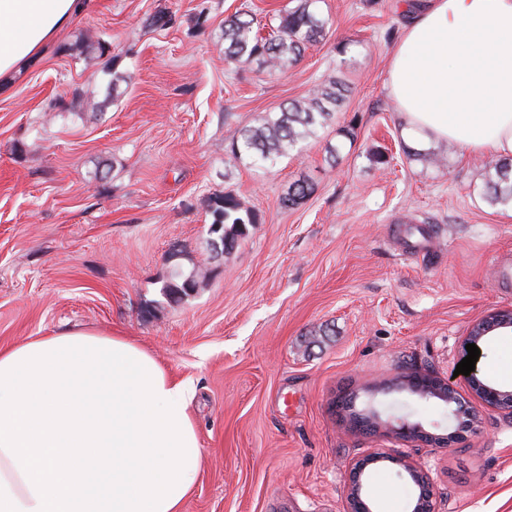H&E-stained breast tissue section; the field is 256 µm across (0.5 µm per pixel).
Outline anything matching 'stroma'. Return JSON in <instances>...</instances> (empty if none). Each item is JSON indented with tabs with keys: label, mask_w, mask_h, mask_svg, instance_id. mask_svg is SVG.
I'll return each mask as SVG.
<instances>
[{
	"label": "stroma",
	"mask_w": 512,
	"mask_h": 512,
	"mask_svg": "<svg viewBox=\"0 0 512 512\" xmlns=\"http://www.w3.org/2000/svg\"><path fill=\"white\" fill-rule=\"evenodd\" d=\"M402 2L319 0L325 37L269 76L225 63L224 20L250 12L265 36L296 0H89L0 90V346L109 332L191 380L202 466L183 512H344L350 467L373 452L427 470L435 512H512V416L479 410L463 443L424 447L393 424L448 418L380 389L429 370L467 395L462 336L512 308L494 282L512 207L485 199V158L402 135L386 93ZM159 12L166 27L150 24ZM87 32L108 52L80 47ZM331 76L346 101L299 155L231 154L244 128ZM428 151L444 163L421 162ZM299 179L313 194L281 208ZM228 190L259 222L220 254L206 199ZM195 268L202 288L163 295L173 270ZM482 351L480 378L512 370V331ZM351 392L391 427L342 420ZM369 485L380 512H408L398 465H375Z\"/></svg>",
	"instance_id": "obj_1"
}]
</instances>
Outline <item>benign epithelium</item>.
Instances as JSON below:
<instances>
[{"label":"benign epithelium","mask_w":512,"mask_h":512,"mask_svg":"<svg viewBox=\"0 0 512 512\" xmlns=\"http://www.w3.org/2000/svg\"><path fill=\"white\" fill-rule=\"evenodd\" d=\"M512 324V308L496 309L485 318L471 325L466 336L461 340V357H466V345H480L485 332ZM465 380L473 392V396L481 405L491 411L508 410L512 412V391L502 389L490 383L478 380L477 372L473 371ZM402 389L423 397L432 394L440 399L455 398L461 408L455 412V421L461 425L474 417L469 402L460 398L454 387L435 377L427 371H415L403 379ZM395 434L403 440H410L432 447H449L458 440V432L437 433L420 423L402 422L394 427ZM380 461H390L402 467L409 476L417 493L412 501L411 512H434L432 482L428 472L420 466L399 456L386 454H369L357 459L350 470L346 486L347 512H374L372 505L363 493V475L366 469Z\"/></svg>","instance_id":"benign-epithelium-1"}]
</instances>
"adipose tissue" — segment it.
I'll use <instances>...</instances> for the list:
<instances>
[{
    "instance_id": "ef3b65f1",
    "label": "adipose tissue",
    "mask_w": 512,
    "mask_h": 512,
    "mask_svg": "<svg viewBox=\"0 0 512 512\" xmlns=\"http://www.w3.org/2000/svg\"><path fill=\"white\" fill-rule=\"evenodd\" d=\"M88 0H0V85ZM387 89L404 134L512 158V0H405Z\"/></svg>"
}]
</instances>
